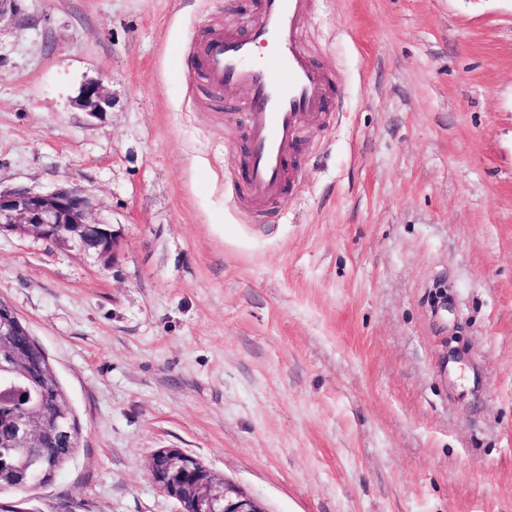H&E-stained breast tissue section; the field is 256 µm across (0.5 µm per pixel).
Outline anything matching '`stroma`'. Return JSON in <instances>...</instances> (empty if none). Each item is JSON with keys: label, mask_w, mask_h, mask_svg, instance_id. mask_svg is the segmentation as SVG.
Wrapping results in <instances>:
<instances>
[{"label": "stroma", "mask_w": 512, "mask_h": 512, "mask_svg": "<svg viewBox=\"0 0 512 512\" xmlns=\"http://www.w3.org/2000/svg\"><path fill=\"white\" fill-rule=\"evenodd\" d=\"M249 0H15L0 190L77 185L111 263L0 235V300L80 426L22 512H181L177 448L266 512H512V0H314L343 86L254 218L239 93L191 39ZM102 81L95 117L74 105Z\"/></svg>", "instance_id": "obj_1"}]
</instances>
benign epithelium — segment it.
I'll return each mask as SVG.
<instances>
[{"label": "benign epithelium", "instance_id": "obj_1", "mask_svg": "<svg viewBox=\"0 0 512 512\" xmlns=\"http://www.w3.org/2000/svg\"><path fill=\"white\" fill-rule=\"evenodd\" d=\"M75 105L102 115L108 105L103 83L86 84ZM89 210L88 199L71 185L49 194L0 191V233L32 235L79 251L88 242H97L101 245L98 256L117 263L120 235L108 224L89 221ZM22 396L28 397L23 409L0 415V445L40 460L43 480L51 482L56 470L48 444H71L75 437L72 406L44 350L29 337L15 311L0 302V399L11 403ZM149 472L152 482L177 500L183 512H265L256 499L176 448L155 451Z\"/></svg>", "mask_w": 512, "mask_h": 512}]
</instances>
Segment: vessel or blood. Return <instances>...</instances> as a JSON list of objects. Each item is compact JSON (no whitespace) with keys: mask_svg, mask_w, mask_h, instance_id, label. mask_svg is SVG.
I'll return each instance as SVG.
<instances>
[{"mask_svg":"<svg viewBox=\"0 0 512 512\" xmlns=\"http://www.w3.org/2000/svg\"><path fill=\"white\" fill-rule=\"evenodd\" d=\"M312 2L256 0L258 21L249 31L217 26L194 48L212 93H240L249 125L241 164L256 214L285 193L300 131L328 112L339 92L337 77L314 64L307 48Z\"/></svg>","mask_w":512,"mask_h":512,"instance_id":"vessel-or-blood-1","label":"vessel or blood"}]
</instances>
